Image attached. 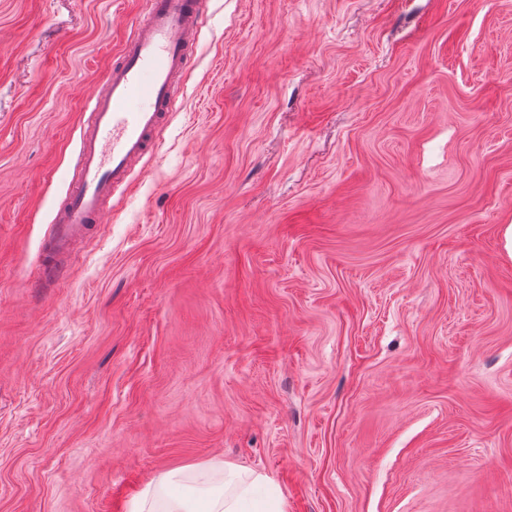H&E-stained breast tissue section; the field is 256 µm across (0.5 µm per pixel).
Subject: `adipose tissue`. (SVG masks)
<instances>
[{
  "instance_id": "ef3b65f1",
  "label": "adipose tissue",
  "mask_w": 512,
  "mask_h": 512,
  "mask_svg": "<svg viewBox=\"0 0 512 512\" xmlns=\"http://www.w3.org/2000/svg\"><path fill=\"white\" fill-rule=\"evenodd\" d=\"M223 474L221 484L202 489L198 498L181 497L171 499L163 512H245V504L256 486L266 483L265 475L253 470L224 464L217 460L199 469V476Z\"/></svg>"
}]
</instances>
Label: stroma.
Returning <instances> with one entry per match:
<instances>
[{
	"label": "stroma",
	"mask_w": 512,
	"mask_h": 512,
	"mask_svg": "<svg viewBox=\"0 0 512 512\" xmlns=\"http://www.w3.org/2000/svg\"><path fill=\"white\" fill-rule=\"evenodd\" d=\"M140 0H0V512L215 460L286 512H512V0H206L156 154L36 284Z\"/></svg>",
	"instance_id": "35a3bbf8"
}]
</instances>
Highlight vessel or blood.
Here are the masks:
<instances>
[{
	"mask_svg": "<svg viewBox=\"0 0 512 512\" xmlns=\"http://www.w3.org/2000/svg\"><path fill=\"white\" fill-rule=\"evenodd\" d=\"M204 0H141L118 59L108 68L80 129L72 186L42 244L38 273L54 283L70 271L77 243L96 230L103 205L154 154L158 133L183 93Z\"/></svg>",
	"mask_w": 512,
	"mask_h": 512,
	"instance_id": "1",
	"label": "vessel or blood"
}]
</instances>
